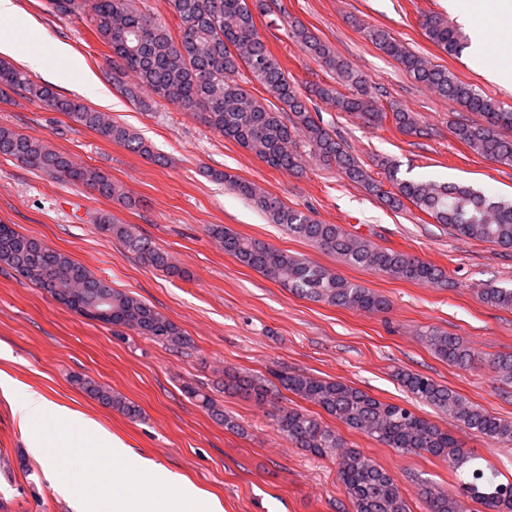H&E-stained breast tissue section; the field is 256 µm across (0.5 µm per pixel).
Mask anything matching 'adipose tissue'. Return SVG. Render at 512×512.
Masks as SVG:
<instances>
[{
	"label": "adipose tissue",
	"instance_id": "1",
	"mask_svg": "<svg viewBox=\"0 0 512 512\" xmlns=\"http://www.w3.org/2000/svg\"><path fill=\"white\" fill-rule=\"evenodd\" d=\"M464 16L471 37V55L480 60L489 74L512 77L511 58L489 56L494 39L512 34V0H477L475 6L465 9Z\"/></svg>",
	"mask_w": 512,
	"mask_h": 512
}]
</instances>
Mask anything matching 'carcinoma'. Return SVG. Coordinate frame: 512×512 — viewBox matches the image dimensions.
<instances>
[{
    "instance_id": "cac0c4a2",
    "label": "carcinoma",
    "mask_w": 512,
    "mask_h": 512,
    "mask_svg": "<svg viewBox=\"0 0 512 512\" xmlns=\"http://www.w3.org/2000/svg\"><path fill=\"white\" fill-rule=\"evenodd\" d=\"M49 4L50 10L59 15L89 17L93 33L110 50L107 61L113 84L141 108L150 107L142 98V91L147 90L198 114L207 128L234 141L271 168L296 171L312 157L337 167L348 179L394 208L407 201L462 238L512 249V201L487 197L464 184L400 179L396 166L385 158L377 161L381 178L373 177L311 103L316 99L331 101L339 111L354 114L367 124L381 127L390 122L404 135L420 134L419 114L380 103L345 60L306 25L295 21L290 24L289 37L336 76L334 85L318 82L301 90L267 49L255 23L256 12L268 15L275 8L287 14L284 5L271 6L267 0H170L179 20L175 37L166 23L140 12L134 0H49ZM420 25L426 37L444 52L455 55L462 50L461 33L439 14L423 16ZM366 36L416 82L478 116L454 124L453 134L461 143L484 158L512 165L511 109L502 108L494 99L459 81L447 68L409 50L388 31L369 27ZM7 90L48 111L61 112L144 158L153 157L151 145L127 127L77 99L57 93L50 85L35 82L25 70L0 59V93ZM0 155L57 181L84 186L127 206L135 204L110 176L97 168L75 166L45 139L0 126ZM211 176L251 201L271 223L338 255L351 266L407 281L447 278L445 270L427 260L379 247L338 224H324L235 174L214 171ZM97 225L102 233L118 238L154 269L170 277H188L135 225L116 224L108 214L100 215ZM207 232L239 263L300 298L369 314L384 313L390 307L385 296L306 258L221 224L209 225ZM2 266L47 293L57 290L78 295L83 305L110 310L112 319L103 320L105 324L133 330L176 349L187 344L184 332L155 307L113 289L69 254L4 224H0ZM480 298L494 307L512 310V288L490 286L481 291ZM425 342L450 366L466 369L475 362L470 347L457 336L432 331ZM482 363L502 384L512 385L511 353L491 355ZM270 374L283 389L315 404L349 429L400 453H428L448 462L454 471L466 476L463 491L485 512H512V482H500L495 474H485L478 457L428 418L344 382L282 369ZM398 379L415 400L448 414L494 444L512 445L511 419L490 414L420 373L402 370ZM73 382L100 403L130 418L140 415L138 406L90 379L77 376ZM229 388L252 392L261 403L267 398V390L250 377L235 379ZM187 392L211 415L224 420L227 429L240 430L209 394L192 387ZM270 416L275 429L298 447L334 460L352 512H409L403 491L392 475L361 449L349 447L338 431L293 407H275ZM419 495L427 512H466L462 500L435 484L421 483Z\"/></svg>"
}]
</instances>
